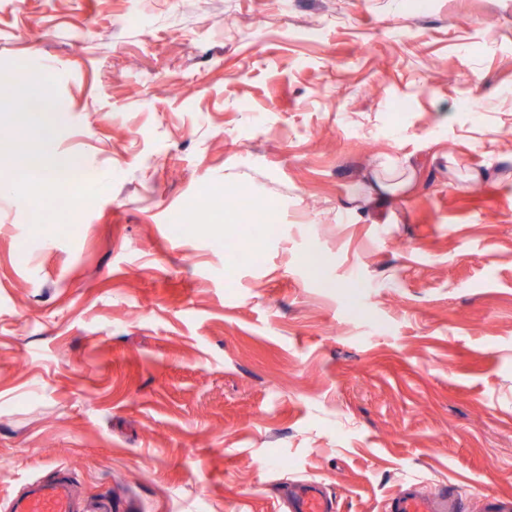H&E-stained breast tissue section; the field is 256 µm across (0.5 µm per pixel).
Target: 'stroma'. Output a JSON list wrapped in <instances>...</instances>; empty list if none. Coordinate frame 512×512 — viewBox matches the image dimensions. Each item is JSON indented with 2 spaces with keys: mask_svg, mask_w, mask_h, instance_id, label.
Masks as SVG:
<instances>
[{
  "mask_svg": "<svg viewBox=\"0 0 512 512\" xmlns=\"http://www.w3.org/2000/svg\"><path fill=\"white\" fill-rule=\"evenodd\" d=\"M0 0V512L512 498V0ZM418 161L357 207L366 173ZM270 215L254 226L255 211ZM42 76L39 73H32L31 79L25 84H15L6 80H0V93L12 95L21 100L23 105L25 101H30L35 97L41 86ZM51 107V95L49 91V82L46 79L41 94L27 105V112H46ZM68 160L69 158L64 155L37 152L31 154L25 170L29 175L33 171L39 173L40 176L36 179L46 188L57 191L61 173L67 166ZM385 174L376 180V184L371 186V193L368 202H373L377 197H383L385 194H395L405 190L412 182L414 170L398 169L393 166L385 167ZM63 476L37 482L11 505L13 512H77L78 505ZM289 512H332L333 509L315 481H301L291 498Z\"/></svg>",
  "mask_w": 512,
  "mask_h": 512,
  "instance_id": "obj_1",
  "label": "stroma"
}]
</instances>
